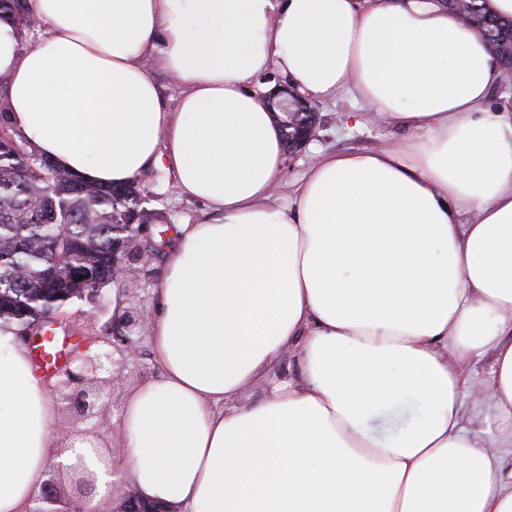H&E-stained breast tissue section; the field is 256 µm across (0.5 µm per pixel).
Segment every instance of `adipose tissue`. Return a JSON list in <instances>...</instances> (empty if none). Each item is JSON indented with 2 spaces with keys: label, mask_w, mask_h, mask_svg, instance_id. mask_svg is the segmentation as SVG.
Returning <instances> with one entry per match:
<instances>
[{
  "label": "adipose tissue",
  "mask_w": 512,
  "mask_h": 512,
  "mask_svg": "<svg viewBox=\"0 0 512 512\" xmlns=\"http://www.w3.org/2000/svg\"><path fill=\"white\" fill-rule=\"evenodd\" d=\"M0 16V88L23 141L85 181L163 166L205 205L177 227L149 341L159 379L123 413L125 480L179 512H512V108L441 0H29ZM183 83L173 108L142 64ZM350 90L408 130L316 152L287 202L270 69ZM299 376L241 396L282 352ZM488 364L487 377L472 375ZM59 410L0 333V512L63 446Z\"/></svg>",
  "instance_id": "obj_1"
}]
</instances>
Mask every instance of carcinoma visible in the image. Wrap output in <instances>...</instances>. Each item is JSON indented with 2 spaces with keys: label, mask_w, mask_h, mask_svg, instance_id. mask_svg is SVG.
<instances>
[{
  "label": "carcinoma",
  "mask_w": 512,
  "mask_h": 512,
  "mask_svg": "<svg viewBox=\"0 0 512 512\" xmlns=\"http://www.w3.org/2000/svg\"><path fill=\"white\" fill-rule=\"evenodd\" d=\"M0 12L10 13L25 25L29 0H0ZM468 22L483 37L488 50L503 67L512 65V20L497 16L489 0H465ZM290 109L282 128L288 144L315 125L317 118L305 101L288 93ZM145 195L136 180L123 186L95 184L57 170L50 175L47 160L33 150L18 151L0 144V330L34 325L64 304L73 285L53 284L44 271L54 258V245L66 235L75 245L68 261L110 271L112 240L122 227L112 212L124 211L140 223L153 221Z\"/></svg>",
  "instance_id": "1"
}]
</instances>
